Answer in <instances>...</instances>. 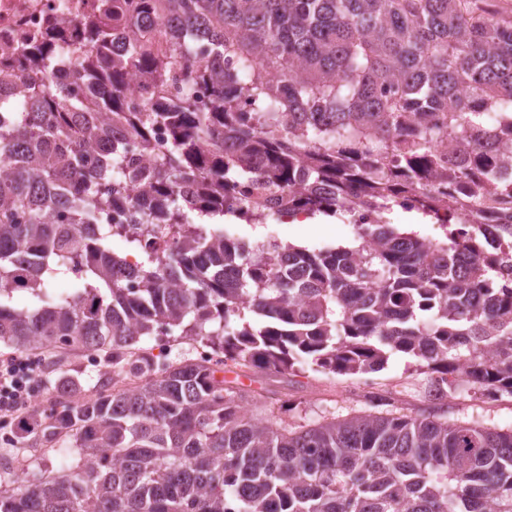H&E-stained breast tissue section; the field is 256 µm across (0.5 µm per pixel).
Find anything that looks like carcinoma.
I'll return each instance as SVG.
<instances>
[{"mask_svg": "<svg viewBox=\"0 0 512 512\" xmlns=\"http://www.w3.org/2000/svg\"><path fill=\"white\" fill-rule=\"evenodd\" d=\"M104 5L68 70L50 48L27 76L0 70V342L108 368L92 396L59 378L71 399L0 438V477L22 448L76 458L0 487V512H512V431L433 410L290 430L246 416L250 393L216 376L228 360L368 374L403 354L436 400L512 396V284L479 225L456 247L458 211L426 190L500 205L512 242V21L471 0ZM397 193L418 194L445 240L400 232ZM353 201L381 221L350 249L224 233L238 213L344 216ZM106 210L128 223H98ZM70 274L77 292L53 294ZM164 337L209 363L155 362L142 342Z\"/></svg>", "mask_w": 512, "mask_h": 512, "instance_id": "obj_1", "label": "carcinoma"}]
</instances>
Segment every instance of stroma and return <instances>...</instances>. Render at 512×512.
<instances>
[{
    "mask_svg": "<svg viewBox=\"0 0 512 512\" xmlns=\"http://www.w3.org/2000/svg\"><path fill=\"white\" fill-rule=\"evenodd\" d=\"M236 237L253 243L276 233L282 242L298 241L309 248L336 247L356 240L357 233L344 218H329L326 224L313 225L299 221L283 223L269 219L266 224H237L232 228ZM45 366L36 368L29 384L30 392L39 395V408H47L58 399L56 391L43 388L44 379L80 373L88 382H96L100 369L98 357L78 348L46 349ZM224 378L232 385L250 390L252 398L245 406L256 417L275 416L281 424L296 426L330 418H347L372 413L369 393H386L391 397L387 412L417 415L433 406L428 395L425 374L409 366L407 357H391L384 369L361 375H340L312 370L280 377L256 367L234 364L224 369ZM449 420L474 422L486 427H512V396L504 394L487 398L462 389L442 401Z\"/></svg>",
    "mask_w": 512,
    "mask_h": 512,
    "instance_id": "35a3bbf8",
    "label": "stroma"
}]
</instances>
